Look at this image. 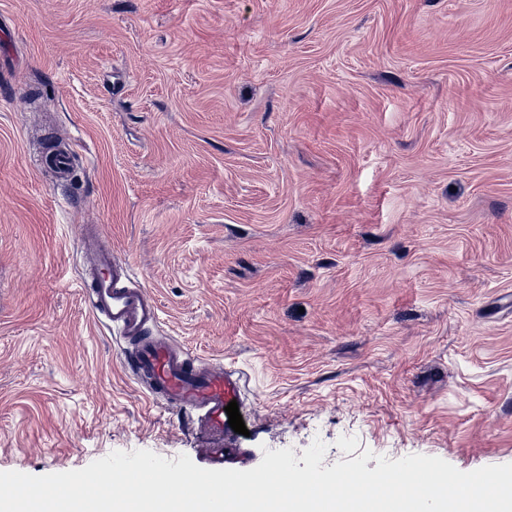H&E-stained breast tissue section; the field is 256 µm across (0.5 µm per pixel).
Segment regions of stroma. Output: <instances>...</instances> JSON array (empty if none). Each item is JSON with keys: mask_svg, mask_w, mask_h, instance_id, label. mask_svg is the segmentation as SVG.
<instances>
[{"mask_svg": "<svg viewBox=\"0 0 512 512\" xmlns=\"http://www.w3.org/2000/svg\"><path fill=\"white\" fill-rule=\"evenodd\" d=\"M86 224L153 334L246 374L244 469L512 463V0H0V472L196 455L88 307Z\"/></svg>", "mask_w": 512, "mask_h": 512, "instance_id": "stroma-1", "label": "stroma"}]
</instances>
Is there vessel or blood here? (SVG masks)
Returning <instances> with one entry per match:
<instances>
[{
	"label": "vessel or blood",
	"instance_id": "b4317fda",
	"mask_svg": "<svg viewBox=\"0 0 512 512\" xmlns=\"http://www.w3.org/2000/svg\"><path fill=\"white\" fill-rule=\"evenodd\" d=\"M81 247L91 276L83 285L87 302L104 326L117 329L131 343L125 366L144 384L147 397L194 413L204 436L196 450L204 468L220 470L239 461L240 450L225 444L224 433L226 406L245 395L242 373L191 353L173 337L149 334V327L159 318L149 288L136 280L128 264L113 258L95 227H84Z\"/></svg>",
	"mask_w": 512,
	"mask_h": 512
}]
</instances>
